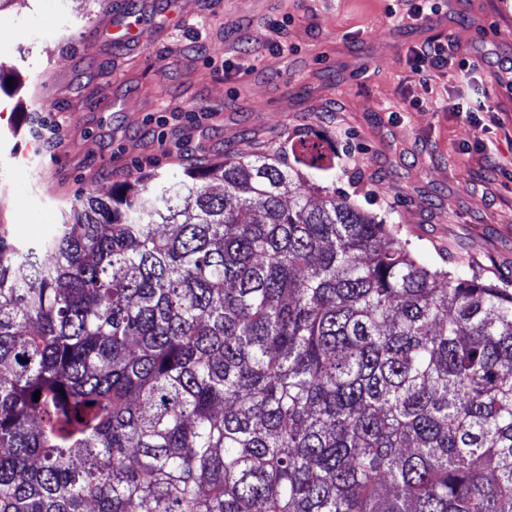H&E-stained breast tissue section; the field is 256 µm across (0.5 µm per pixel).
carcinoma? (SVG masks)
<instances>
[{"label": "carcinoma", "instance_id": "cac0c4a2", "mask_svg": "<svg viewBox=\"0 0 512 512\" xmlns=\"http://www.w3.org/2000/svg\"><path fill=\"white\" fill-rule=\"evenodd\" d=\"M295 176L233 156L0 235V512H512V288Z\"/></svg>", "mask_w": 512, "mask_h": 512}]
</instances>
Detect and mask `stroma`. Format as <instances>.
Returning a JSON list of instances; mask_svg holds the SVG:
<instances>
[{"mask_svg": "<svg viewBox=\"0 0 512 512\" xmlns=\"http://www.w3.org/2000/svg\"><path fill=\"white\" fill-rule=\"evenodd\" d=\"M124 23L178 18L133 52L95 37L111 4L10 0L0 8V233L51 237L87 194L183 164L288 149L334 168L308 187L394 225L428 266L512 286V0H437L429 21L389 0H124ZM165 21V20H164ZM287 51L277 52L276 42ZM478 59L415 72L412 50ZM479 100L483 149L454 104ZM61 125L62 136L39 129ZM297 148L299 149L300 156L303 158L296 155V147L292 146V152L297 163H304L318 170L325 169L326 155L321 144L304 138L298 141Z\"/></svg>", "mask_w": 512, "mask_h": 512, "instance_id": "1", "label": "stroma"}]
</instances>
